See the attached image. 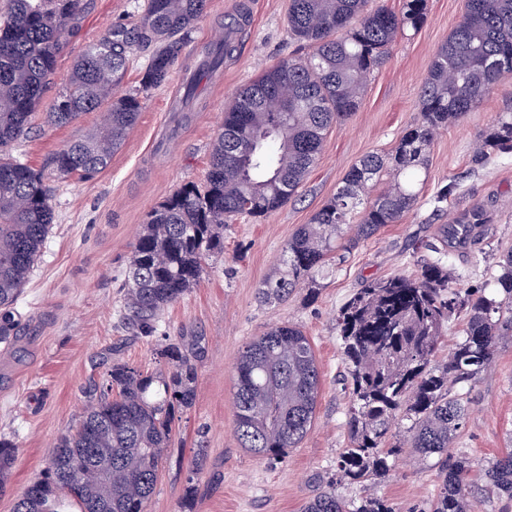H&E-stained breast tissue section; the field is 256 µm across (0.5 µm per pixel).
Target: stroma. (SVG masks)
Wrapping results in <instances>:
<instances>
[{
    "label": "stroma",
    "instance_id": "35a3bbf8",
    "mask_svg": "<svg viewBox=\"0 0 512 512\" xmlns=\"http://www.w3.org/2000/svg\"><path fill=\"white\" fill-rule=\"evenodd\" d=\"M288 3L209 0L168 79L142 90L140 118L113 151L108 167L61 180L46 176L55 220L15 306L21 351L0 348V438L18 450L13 473L0 492V512H13L16 497L44 469L57 437L76 424L82 390L90 378L102 377V358L113 346H120V359L155 369L153 342L135 337L120 316L134 245L153 208L185 183L203 184L212 143L235 93L280 59L307 54L305 44L288 33ZM144 5L145 0H89L80 33L58 58L31 129L15 145L13 156L42 170L52 154L101 124L99 110L63 127L51 125L47 114L68 82L74 59L110 25L138 23ZM465 7L466 0H428L425 23L393 46L383 67L369 78L357 111L327 130L319 159L297 195L264 220L225 225L223 255L209 258L198 285L160 318L158 336L195 332L206 337L208 350L197 369L196 403L182 418L148 512H187L183 493L200 437L207 458L189 512H300L318 482L335 473L347 446L350 395L343 381L337 315L351 294L365 282L414 271L418 257L413 242L450 223L475 200L490 202L492 222L479 241L449 249L448 265L460 288L481 287L498 274L504 255L512 251V151L480 164L474 151L497 114L512 109V77L437 135L417 209L381 228L334 266L316 299L302 290L279 305L256 299L287 240L335 194L346 173L366 154L391 150L417 121L428 66ZM244 9L249 16L221 73L201 84L199 99L189 110L166 111L168 101L181 97L197 48L220 39L225 22ZM445 188L450 191L447 212L440 216L436 197ZM284 322L299 325L310 338L323 385L307 436L270 463L241 448L235 437V363L246 341ZM468 399L470 415L453 448L476 461L470 479L476 494L485 496L487 512H502L505 503L487 492L480 466L512 450V339L501 343ZM440 483L437 467L405 451L387 479L344 484L338 491L348 499L384 498L395 512H428Z\"/></svg>",
    "mask_w": 512,
    "mask_h": 512
}]
</instances>
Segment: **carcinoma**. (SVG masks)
Masks as SVG:
<instances>
[{
  "label": "carcinoma",
  "mask_w": 512,
  "mask_h": 512,
  "mask_svg": "<svg viewBox=\"0 0 512 512\" xmlns=\"http://www.w3.org/2000/svg\"><path fill=\"white\" fill-rule=\"evenodd\" d=\"M84 0H8L0 13V344L17 339L14 305L41 255L53 221L43 172L15 159L12 146L29 132L32 116L55 73L57 59L78 31ZM207 0H147L141 22L108 30L74 62L68 86L53 103L57 126L106 104L105 122L52 155L57 177L107 167L136 125L143 102L121 88L136 49L150 48L142 87L164 83ZM427 0H403L400 11L369 0H289L288 32L304 41V58L288 57L240 89L224 113L210 151L205 182L186 183L148 215L127 276L123 319L152 338L161 314L194 287L206 258L224 252V225L262 218L285 206L315 166L326 131L357 111L367 77L379 70L398 38L418 29ZM235 18L224 36L197 49L199 64L184 86L195 97L200 81L220 72L234 51ZM512 77V0H467L460 21L433 57L421 86L419 120L388 153H370L285 243L283 268L262 282L257 299L281 304L299 288L310 299L329 266L387 224L415 209L435 136L476 108ZM512 151V111L498 114L479 139L475 159ZM481 201L415 247L433 253L410 273L364 283L337 317L344 381L352 401L345 423L348 446L335 477L309 497L301 512H393L388 501H347L342 483L388 478L404 447L438 465L441 483L429 512H483L484 499L468 481L474 467L451 447L469 415L464 389L492 364L512 334V253L494 288L453 287L448 238L473 239L491 223ZM466 313L463 336L440 356L443 323ZM204 336H176L155 349L149 372L117 358L102 380L84 388L77 425L51 448L45 469L16 498L13 512H147L159 465L172 446L173 427L195 401ZM322 391L314 347L300 326L281 323L246 342L236 362L233 397L240 447L274 460L310 431ZM400 426L403 441L391 443ZM112 458L102 473L94 450ZM206 448H197L183 502L193 506ZM17 448L0 440V490ZM489 491L512 502V452L482 468Z\"/></svg>",
  "instance_id": "carcinoma-1"
}]
</instances>
